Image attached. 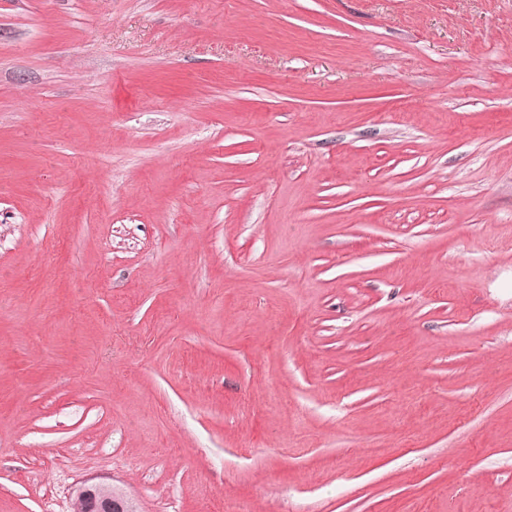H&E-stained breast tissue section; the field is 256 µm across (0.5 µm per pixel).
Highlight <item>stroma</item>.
I'll use <instances>...</instances> for the list:
<instances>
[{
	"instance_id": "35a3bbf8",
	"label": "stroma",
	"mask_w": 512,
	"mask_h": 512,
	"mask_svg": "<svg viewBox=\"0 0 512 512\" xmlns=\"http://www.w3.org/2000/svg\"><path fill=\"white\" fill-rule=\"evenodd\" d=\"M512 512V0H0V512ZM76 503L83 512H137L136 503L112 485L98 482L83 483L76 491Z\"/></svg>"
}]
</instances>
